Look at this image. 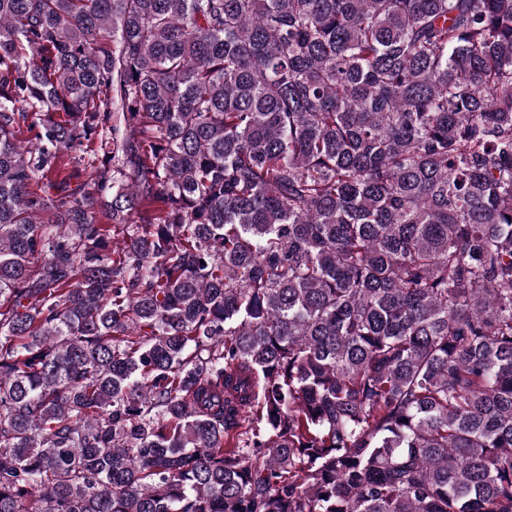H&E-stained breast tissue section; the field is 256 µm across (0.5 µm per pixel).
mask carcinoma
<instances>
[{"mask_svg": "<svg viewBox=\"0 0 512 512\" xmlns=\"http://www.w3.org/2000/svg\"><path fill=\"white\" fill-rule=\"evenodd\" d=\"M0 512H512V0H0Z\"/></svg>", "mask_w": 512, "mask_h": 512, "instance_id": "carcinoma-1", "label": "carcinoma"}]
</instances>
